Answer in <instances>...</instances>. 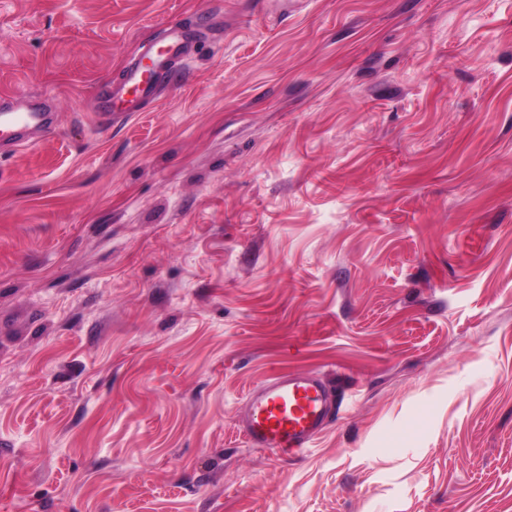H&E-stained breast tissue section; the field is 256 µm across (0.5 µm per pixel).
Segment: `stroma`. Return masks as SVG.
<instances>
[{
	"label": "stroma",
	"instance_id": "1",
	"mask_svg": "<svg viewBox=\"0 0 512 512\" xmlns=\"http://www.w3.org/2000/svg\"><path fill=\"white\" fill-rule=\"evenodd\" d=\"M2 96L59 118L0 155V512H512V0H0ZM164 46L161 50L153 45L144 48L141 61L130 64L123 75L120 91L133 95L134 100L143 102L149 100L154 94V84L162 77L172 72V68L178 62L187 63V45L190 40L188 29L180 23H171L165 29ZM149 61L146 67L143 60ZM157 77L152 80L148 73ZM242 433L253 448L302 453L330 419L328 387L318 374L272 375L248 392Z\"/></svg>",
	"mask_w": 512,
	"mask_h": 512
}]
</instances>
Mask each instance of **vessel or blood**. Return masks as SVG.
<instances>
[{"instance_id": "b4317fda", "label": "vessel or blood", "mask_w": 512, "mask_h": 512, "mask_svg": "<svg viewBox=\"0 0 512 512\" xmlns=\"http://www.w3.org/2000/svg\"><path fill=\"white\" fill-rule=\"evenodd\" d=\"M189 40L183 24H169L162 49L145 47L141 59L126 68L121 91L139 102L149 100L155 78L171 73L175 64L187 62ZM55 126L51 100L0 99V151L26 145L34 134L50 132ZM245 410L242 433L251 447L285 457L297 455L306 450L330 419L328 387L314 373L279 372L248 392Z\"/></svg>"}]
</instances>
